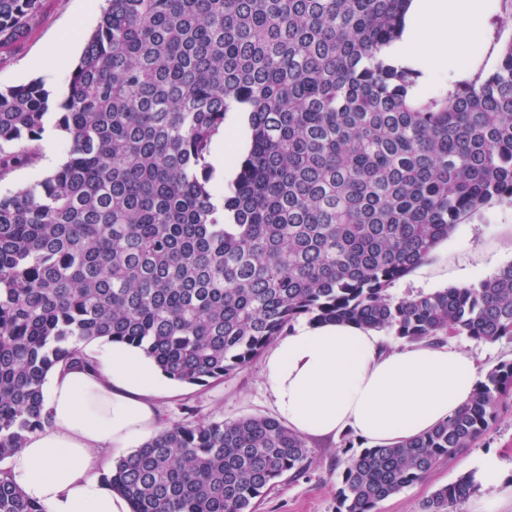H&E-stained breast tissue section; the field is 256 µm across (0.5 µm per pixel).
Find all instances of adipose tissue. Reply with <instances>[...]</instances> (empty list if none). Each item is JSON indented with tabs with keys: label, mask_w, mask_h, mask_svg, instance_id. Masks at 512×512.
Instances as JSON below:
<instances>
[{
	"label": "adipose tissue",
	"mask_w": 512,
	"mask_h": 512,
	"mask_svg": "<svg viewBox=\"0 0 512 512\" xmlns=\"http://www.w3.org/2000/svg\"><path fill=\"white\" fill-rule=\"evenodd\" d=\"M494 0H410L403 32L386 49L394 64L439 74L449 90L486 56ZM96 369L49 373L50 425L6 461L11 481L47 512H130L102 482L104 454L158 432L161 372L133 349L107 343ZM264 376L278 416L304 437L352 432L371 445L414 438L454 415L479 380L453 344H395L353 324L301 323L275 342Z\"/></svg>",
	"instance_id": "obj_1"
}]
</instances>
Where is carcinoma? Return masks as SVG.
I'll use <instances>...</instances> for the list:
<instances>
[{"label":"carcinoma","instance_id":"1","mask_svg":"<svg viewBox=\"0 0 512 512\" xmlns=\"http://www.w3.org/2000/svg\"><path fill=\"white\" fill-rule=\"evenodd\" d=\"M409 0H106L69 71L0 88V176L35 162L48 121L65 161L0 195V462L49 423L47 373L93 366L80 344L139 350L182 385L221 381L306 318L403 342L512 339V263L475 285L396 298L471 212L512 201V41L496 68L417 94L384 55ZM44 0H0V46ZM230 112L250 144L218 182ZM512 395L491 368L453 417L363 448L336 512L377 505L472 447ZM310 449L270 417L163 428L103 480L130 512H256ZM468 474L421 512H459ZM0 512H47L0 469ZM232 115L238 117V119H239L236 129H235V132L237 133L238 131H243V133L245 134V140H246V131H247V126H248V120H247L248 114L241 112V113H235ZM235 132H234V130L229 128L228 139H227V135H226L227 140H225V138H224V141L221 140L217 144H215L213 147L212 156H211V163L215 169L216 175L219 176L220 178H224L225 183L231 179V177L233 176V173H234L233 169L228 164V158H227L228 150L229 151L233 150V151L237 152L241 149L242 144H243L242 141L239 139V137L230 139L234 136ZM227 141H228V145H227L228 150H227V147H225ZM218 157H219V162H217Z\"/></svg>","mask_w":512,"mask_h":512}]
</instances>
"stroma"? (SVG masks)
I'll return each instance as SVG.
<instances>
[{
  "mask_svg": "<svg viewBox=\"0 0 512 512\" xmlns=\"http://www.w3.org/2000/svg\"><path fill=\"white\" fill-rule=\"evenodd\" d=\"M105 0H45L43 12L20 42L0 47V87L6 88L43 79L47 86L66 85L68 67L80 56L84 43L99 24ZM78 28L76 41L67 54L56 46L71 28ZM39 158L33 165L0 176V194L16 191L41 180L65 159L67 143L54 127H46L37 141ZM512 263V202L494 200L471 214L442 241L430 259L396 281L390 292L406 297L427 293L459 282L475 284L500 267ZM476 360L480 372L512 360V339L483 343L466 336L452 339ZM264 357H257L235 375L220 382L184 386L166 381L155 400L159 423L170 426L192 420H233L245 416L272 417L274 400L264 377ZM311 463L299 478L282 477L258 504L256 512H336L338 476L351 455L342 439L312 440ZM496 455L512 479V398L499 408L492 430L473 447L463 449L460 459L439 464L420 483L402 489L380 502L377 512H420L422 502L438 487L462 475L461 458Z\"/></svg>",
  "mask_w": 512,
  "mask_h": 512,
  "instance_id": "1",
  "label": "stroma"
}]
</instances>
